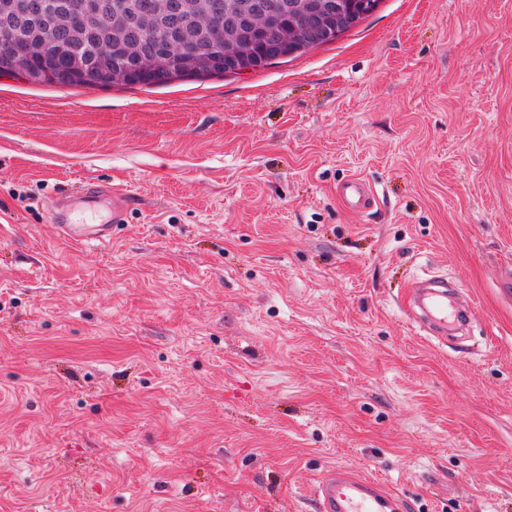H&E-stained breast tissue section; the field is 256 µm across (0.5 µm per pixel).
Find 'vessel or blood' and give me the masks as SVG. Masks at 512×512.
<instances>
[{"mask_svg":"<svg viewBox=\"0 0 512 512\" xmlns=\"http://www.w3.org/2000/svg\"><path fill=\"white\" fill-rule=\"evenodd\" d=\"M341 201L351 209L369 208L374 201L371 187L352 178L337 187ZM131 195L125 190L88 183L79 195L60 198L58 215L64 241L80 246H108L112 230L123 224ZM425 332L447 336L450 328L464 319L449 300L439 281L428 280L412 288L405 307ZM317 512H407L401 496L388 493L378 482L357 477L341 469L322 474L312 487Z\"/></svg>","mask_w":512,"mask_h":512,"instance_id":"1","label":"vessel or blood"}]
</instances>
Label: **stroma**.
Segmentation results:
<instances>
[{
    "mask_svg": "<svg viewBox=\"0 0 512 512\" xmlns=\"http://www.w3.org/2000/svg\"><path fill=\"white\" fill-rule=\"evenodd\" d=\"M356 176L365 210L336 194ZM133 197L108 247L57 198ZM448 277L447 343L402 300ZM512 512V0H380L164 87L0 79V512ZM318 512H407L399 495L378 482L334 469L322 474L312 487Z\"/></svg>",
    "mask_w": 512,
    "mask_h": 512,
    "instance_id": "35a3bbf8",
    "label": "stroma"
}]
</instances>
